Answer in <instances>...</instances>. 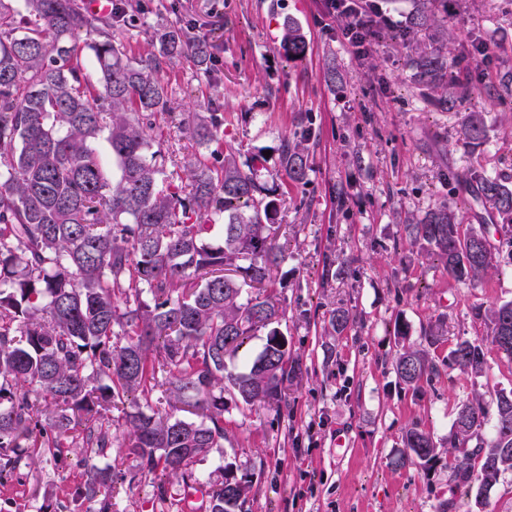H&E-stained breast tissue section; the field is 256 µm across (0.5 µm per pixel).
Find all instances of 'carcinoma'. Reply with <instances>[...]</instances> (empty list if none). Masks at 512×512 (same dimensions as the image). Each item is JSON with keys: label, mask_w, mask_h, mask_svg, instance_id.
<instances>
[{"label": "carcinoma", "mask_w": 512, "mask_h": 512, "mask_svg": "<svg viewBox=\"0 0 512 512\" xmlns=\"http://www.w3.org/2000/svg\"><path fill=\"white\" fill-rule=\"evenodd\" d=\"M429 0H414L412 26L435 23ZM288 59L302 61L308 44L292 18L283 23ZM86 38L79 40L80 32ZM158 52L129 55L126 30L112 16L91 19L80 0H0V473L30 459L60 461L63 449L85 453L78 495L112 512V465L104 462L116 432L142 473L158 469L184 485L194 466L224 440V393L249 411L278 408L288 366V340L272 324L277 305L272 271L285 261L275 225L276 190L260 181L266 158L240 160L224 141V113L172 112L164 81L177 59L211 57V45L179 22L151 33ZM92 54L95 69L85 65ZM423 83L442 90L452 110L439 53L415 60ZM174 123L194 151L179 160L163 136L145 130ZM471 143L486 138L481 113L461 121ZM106 142L120 175L99 157ZM279 165L288 187L311 172L309 148L283 137ZM474 191L500 213H512V186L484 171ZM411 239L440 256L457 282L482 279L496 262L483 229L466 232L443 204L417 224ZM491 342L512 361V301L487 311ZM267 330L260 354L239 373L226 356L245 338ZM481 343H456L450 365L482 374ZM396 371L417 387L434 367L428 354L405 348ZM165 387L166 400L154 397ZM136 393L139 403L112 421L115 399ZM193 404L199 422L161 410ZM475 398L458 407L449 440L474 442L479 491L512 470V391L496 399L493 435ZM81 429L80 438L71 435ZM396 465L435 458L429 433L409 428ZM228 463L208 483L207 512H236L248 480L231 484ZM471 467L451 475V489H472Z\"/></svg>", "instance_id": "cac0c4a2"}]
</instances>
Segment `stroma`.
Wrapping results in <instances>:
<instances>
[{
    "mask_svg": "<svg viewBox=\"0 0 512 512\" xmlns=\"http://www.w3.org/2000/svg\"><path fill=\"white\" fill-rule=\"evenodd\" d=\"M152 23L177 18L213 47L206 63L182 58L165 80L178 112L215 101L232 120L227 140L242 154L268 152L261 180L281 179L276 151L282 136L312 129L313 170L289 188L276 221L287 260L274 273L285 309L277 325L288 339L289 362L300 372L280 410L246 412L227 399L225 438L196 466L200 481L233 462L250 491L242 512H512V470L485 504L449 490L456 464L448 449L455 412L481 395L494 409L497 391H512V362L492 346L476 314L512 301V246L499 250L482 281L460 284L442 259L414 246L406 225L448 202L463 227L483 226L498 242L512 216L476 199L470 170L512 174V0H431L448 30L411 29V0H385L373 49L356 55L343 21L323 0H140ZM293 18L309 46L304 60L282 47L283 21ZM488 40L485 64L473 53ZM441 51L457 85L454 109L419 83L413 62ZM335 70V83L326 73ZM494 110H486L488 99ZM484 112L487 136L473 145L459 137L465 113ZM352 316L340 333L324 324L331 310ZM439 326L441 339L426 334ZM485 347V371L474 377L450 367L460 340ZM427 350L437 373L412 389L400 383L395 359L402 345ZM429 432L436 457L399 468L401 438L412 423ZM117 478L114 512H162L165 486L176 502L184 486L164 472L144 474L112 447ZM85 462L79 449L59 462L42 461L0 475V512H86L77 491ZM167 501V502H168Z\"/></svg>",
    "mask_w": 512,
    "mask_h": 512,
    "instance_id": "35a3bbf8",
    "label": "stroma"
}]
</instances>
